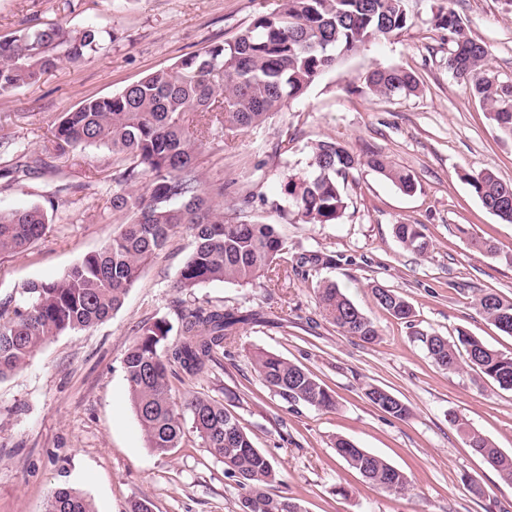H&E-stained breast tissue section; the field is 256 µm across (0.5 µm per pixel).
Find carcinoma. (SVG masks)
I'll use <instances>...</instances> for the list:
<instances>
[{"instance_id":"carcinoma-1","label":"carcinoma","mask_w":512,"mask_h":512,"mask_svg":"<svg viewBox=\"0 0 512 512\" xmlns=\"http://www.w3.org/2000/svg\"><path fill=\"white\" fill-rule=\"evenodd\" d=\"M407 0H283L273 13L260 14L232 40L181 59L170 70L155 71L108 97L89 98L64 113L55 130L57 147H105L119 156L112 174V210L121 223L107 244L89 253L63 277L23 288L13 303L0 304V380L13 374L53 336L88 331L118 311L137 282L142 266L159 254L182 229L195 246L180 270L176 288L192 293L206 283L251 285L272 273L288 278L308 263L324 264L317 255L297 257L276 225L250 215L245 196L224 212V189L214 192L201 180L196 155L204 142L224 131L255 128L300 97L326 70L365 44L385 39L409 26ZM436 28L447 33L448 69L472 96L489 107L499 132L512 137V83L486 68L487 45L472 38L458 12L441 8ZM106 49L103 31L94 25L71 30L62 25L24 30L0 40V94L37 82L66 60L78 64ZM374 95H414L416 75L402 67H378L362 77ZM366 166L406 193L414 177L375 152L354 155L342 142L316 143L310 171L290 175L281 185L288 206L309 224H334L345 210L340 182ZM466 182L483 206L512 224V184L491 172L468 174ZM144 183L137 194L132 186ZM47 214L38 206L0 211V254L21 253L47 229ZM397 239L418 254L429 243L418 224H396ZM323 319L346 336L365 343L377 340L374 323L341 290L324 281L315 291ZM379 307L393 318L411 322L412 305L397 292L374 286ZM479 312L502 333L512 336V300L481 294ZM255 321L247 312L222 305H198L178 313V324L165 318L142 327L124 358L131 405L149 447L167 455L180 447L184 423L203 447L224 464V476L245 490L239 512H301L296 499L273 494L274 461L255 447L251 436L224 404L194 396L177 408L169 375L181 367L188 374L224 352L236 326ZM178 341L168 342L171 332ZM427 354L441 370L466 366L478 376L512 390V355L504 354L464 332L458 342L440 335L422 338ZM255 370L271 390L285 399L320 408L336 402L327 387L307 369L277 355L258 351ZM368 400L384 413L405 419L409 406L388 390L369 387ZM448 421L470 448L499 476L512 482V453L457 414ZM336 454L365 480L392 495L410 489L407 476L385 459L351 441L336 439ZM48 512H95L92 502L73 488L55 492Z\"/></svg>"}]
</instances>
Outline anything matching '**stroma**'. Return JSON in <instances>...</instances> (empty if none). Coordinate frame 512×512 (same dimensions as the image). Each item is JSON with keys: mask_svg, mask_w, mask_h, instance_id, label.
Instances as JSON below:
<instances>
[{"mask_svg": "<svg viewBox=\"0 0 512 512\" xmlns=\"http://www.w3.org/2000/svg\"><path fill=\"white\" fill-rule=\"evenodd\" d=\"M279 0H0V38L50 24L110 32L107 53L74 65L61 62L35 84L0 96V210L33 205L49 216L45 236L20 254H0V303L30 282L59 279L117 229L112 173L104 147L58 150L52 131L64 112L106 97L146 75L174 67L184 55L224 42ZM453 7L471 37L489 48L487 68L512 81V6L506 0H410L412 24L375 41L324 72L301 97L288 100L262 127L206 143L198 169L206 186L223 188L225 203L254 195L252 214L276 225L295 255L317 254L326 265L288 281L239 286L213 282L194 293L174 283L193 250L180 233L143 269L120 310L84 332L51 338L21 369L0 380V512H47L54 492L74 488L96 512H128L132 499L152 512H238L242 494L224 465L186 430L180 448H149L133 412L123 371L141 328L204 303L262 317L240 326L223 354L197 373L171 376L184 403L206 395L224 403L278 471L274 493L297 499L302 512H512V484L503 482L449 424L466 419L512 453V391L474 373L440 370L422 335L456 340L458 331L512 352L476 308L495 292L512 298V224L489 212L464 174L490 171L512 183V138L448 70V43L433 15ZM399 66L420 81L417 94L377 97L358 91L376 67ZM344 142L354 154L372 149L413 175L402 192L368 167L342 186L347 207L333 224H305L280 215L281 184L304 173L318 140ZM420 225L426 254L405 248L395 224ZM495 248L487 254L476 244ZM336 282L376 325L365 343L326 323L317 282ZM395 290L414 308L402 323L375 302L372 288ZM266 351L309 370L331 391L332 409L291 402L270 390L252 356ZM391 391L411 408L393 418L365 396ZM380 456L403 471L411 489L391 496L337 457L336 439ZM484 490L476 497L469 485Z\"/></svg>", "mask_w": 512, "mask_h": 512, "instance_id": "35a3bbf8", "label": "stroma"}]
</instances>
